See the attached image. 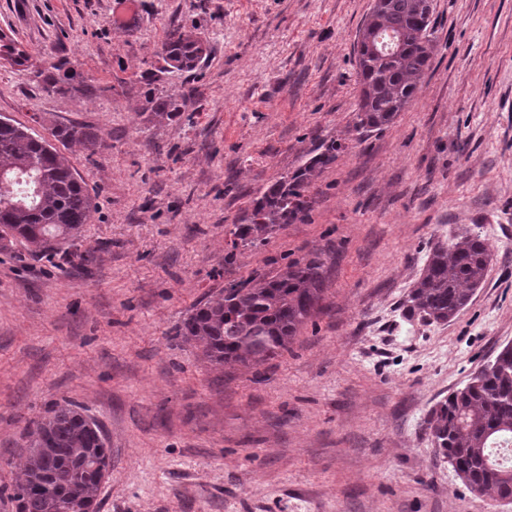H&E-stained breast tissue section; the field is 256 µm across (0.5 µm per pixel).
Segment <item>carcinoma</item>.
Here are the masks:
<instances>
[{"label": "carcinoma", "instance_id": "obj_1", "mask_svg": "<svg viewBox=\"0 0 512 512\" xmlns=\"http://www.w3.org/2000/svg\"><path fill=\"white\" fill-rule=\"evenodd\" d=\"M373 26L401 40L398 54L386 57L363 50L358 56V118L356 129H380L405 110L430 69L431 21L424 19V0H379L365 17ZM209 47L192 32L175 29L162 44L163 65L147 72L148 89L142 111L148 120L172 121L181 116L177 97L154 86L157 73L190 72L207 57ZM46 89L60 94L92 92L75 67L43 78ZM61 142L78 143L93 151L96 133L82 125L54 127ZM304 167L270 185L255 202L249 223L235 235L251 243L266 239L275 227L306 215V188L316 166ZM0 172L21 177L13 191L0 193V247L15 240L43 254L72 245L88 223L93 201L68 161L44 138L0 118ZM493 260L490 245L465 234L451 243L431 247L417 280L406 296V312L431 322H448L464 309L485 282ZM318 258L296 260L271 277L226 288L196 306L177 327L176 335L202 347L215 367L260 366L288 351L298 329L321 310L324 293ZM429 430L438 454L471 489L496 500L512 501V465L494 450L512 445V344L500 348L432 411ZM27 457L9 498L17 512H99L103 473L111 463L102 426L75 403L56 406L28 426Z\"/></svg>", "mask_w": 512, "mask_h": 512}]
</instances>
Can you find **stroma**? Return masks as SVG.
I'll list each match as a JSON object with an SVG mask.
<instances>
[{
  "mask_svg": "<svg viewBox=\"0 0 512 512\" xmlns=\"http://www.w3.org/2000/svg\"><path fill=\"white\" fill-rule=\"evenodd\" d=\"M372 0H0L28 50L0 64V115L50 137L95 204L71 252L0 249V512L28 425L65 402L108 436L99 512H512L471 491L428 429L448 393L512 342V0H434L421 89L356 132L358 30ZM204 36L161 74L182 116L142 114L169 30ZM76 64L99 86L48 91ZM332 153L306 217L235 242L265 189ZM469 233L494 253L450 322L404 300L431 246ZM319 257L322 310L288 353L214 368L175 329L198 303ZM52 136L61 142L78 143L94 151L98 143L96 133L82 125H60L54 127Z\"/></svg>",
  "mask_w": 512,
  "mask_h": 512,
  "instance_id": "1",
  "label": "stroma"
}]
</instances>
